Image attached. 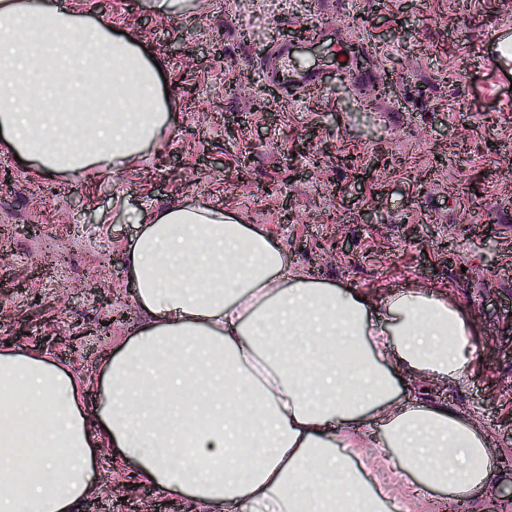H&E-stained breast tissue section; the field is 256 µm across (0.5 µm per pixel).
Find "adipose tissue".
I'll use <instances>...</instances> for the list:
<instances>
[{
  "label": "adipose tissue",
  "mask_w": 512,
  "mask_h": 512,
  "mask_svg": "<svg viewBox=\"0 0 512 512\" xmlns=\"http://www.w3.org/2000/svg\"><path fill=\"white\" fill-rule=\"evenodd\" d=\"M161 78L110 22L0 0V147L36 174H112L155 146ZM127 254L146 319L107 361L94 418L73 372L0 348V512H78L102 444L198 512H407L422 488L462 500L493 478L474 419L394 380L470 378L472 321L446 296L390 292L373 323V299L289 272L267 233L190 201L151 213Z\"/></svg>",
  "instance_id": "adipose-tissue-1"
}]
</instances>
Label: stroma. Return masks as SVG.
I'll use <instances>...</instances> for the list:
<instances>
[{
  "label": "stroma",
  "instance_id": "stroma-1",
  "mask_svg": "<svg viewBox=\"0 0 512 512\" xmlns=\"http://www.w3.org/2000/svg\"><path fill=\"white\" fill-rule=\"evenodd\" d=\"M65 2L134 31L163 61L174 109L162 141L115 174L42 177L0 152V346L75 371L94 408L103 364L144 320L125 253L142 217L211 204L270 235L291 272L464 307L480 360L467 384L424 397L475 417L511 459L512 51L501 39L512 0H255L246 12L192 0L168 14L146 0ZM307 26L324 33L311 54L325 81L287 94L265 78L266 36L298 46ZM343 42L360 51L362 78L337 75ZM94 283L111 289V309ZM96 458L81 512H193L136 483L111 449Z\"/></svg>",
  "mask_w": 512,
  "mask_h": 512
}]
</instances>
